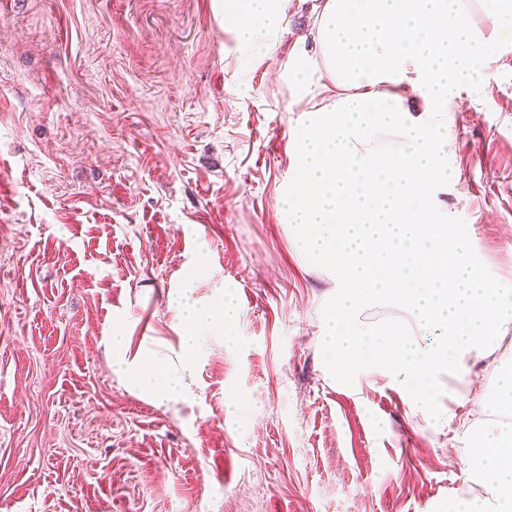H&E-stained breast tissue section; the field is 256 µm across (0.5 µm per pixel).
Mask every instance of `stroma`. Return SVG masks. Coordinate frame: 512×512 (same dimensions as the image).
I'll return each instance as SVG.
<instances>
[{
	"label": "stroma",
	"instance_id": "stroma-1",
	"mask_svg": "<svg viewBox=\"0 0 512 512\" xmlns=\"http://www.w3.org/2000/svg\"><path fill=\"white\" fill-rule=\"evenodd\" d=\"M310 21L290 0L275 47L246 54L224 0H0V512H448L484 495L463 382L435 427L383 382L321 372L334 282L277 207L311 105L283 75ZM492 67L455 115L443 198L512 288V46ZM189 281L204 301L223 283L239 339L204 333L187 394L159 403L106 338L178 363L169 296Z\"/></svg>",
	"mask_w": 512,
	"mask_h": 512
}]
</instances>
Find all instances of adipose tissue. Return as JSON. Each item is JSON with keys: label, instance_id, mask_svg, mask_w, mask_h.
Listing matches in <instances>:
<instances>
[{"label": "adipose tissue", "instance_id": "obj_1", "mask_svg": "<svg viewBox=\"0 0 512 512\" xmlns=\"http://www.w3.org/2000/svg\"><path fill=\"white\" fill-rule=\"evenodd\" d=\"M314 0L313 25L288 68L296 100L317 94L289 134L294 176L278 197L297 254L336 287L324 305L320 349L328 375L354 387L379 379L424 421L443 417L444 378L471 360L492 366L512 329V289L480 270L466 225L451 223L438 194L457 183L448 164L460 87L492 77L490 61L512 35V0ZM289 0H224V26L245 51L272 46ZM392 301L404 321H362ZM182 327L177 365L133 355L113 330V363L131 387L182 397L203 332L235 343L238 310L216 288L202 303L170 299ZM486 489L463 512H512V420L477 422L465 460Z\"/></svg>", "mask_w": 512, "mask_h": 512}]
</instances>
